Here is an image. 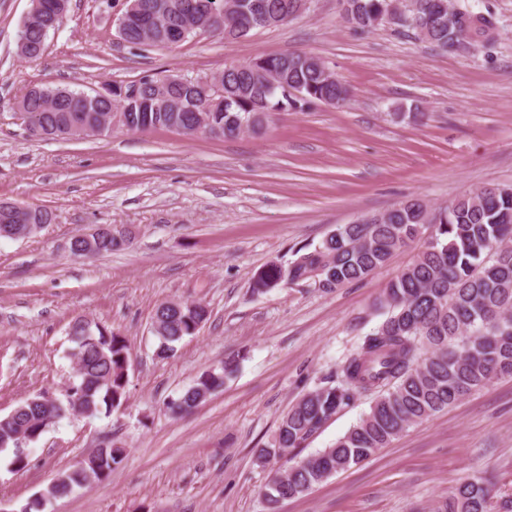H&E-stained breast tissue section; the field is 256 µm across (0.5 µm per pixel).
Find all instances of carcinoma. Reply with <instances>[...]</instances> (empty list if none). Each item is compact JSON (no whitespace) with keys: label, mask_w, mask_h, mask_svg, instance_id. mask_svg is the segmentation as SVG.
<instances>
[{"label":"carcinoma","mask_w":512,"mask_h":512,"mask_svg":"<svg viewBox=\"0 0 512 512\" xmlns=\"http://www.w3.org/2000/svg\"><path fill=\"white\" fill-rule=\"evenodd\" d=\"M70 0H37L23 20L17 53L35 61L42 52L44 20L66 15ZM346 22L355 30L371 31L398 26L396 20H377L387 0H345ZM296 0H241L239 9L227 12L228 0H136L144 13L124 28L121 39L140 45L142 40L159 48L182 43L200 32L227 42L243 38L266 19L277 27L290 21L288 11ZM412 19L408 29L425 30L426 43L439 51L459 52L489 40L492 21L453 0H411L403 13ZM317 57L287 52L256 57L222 71L224 105L208 113L220 137L242 133L243 122L261 112L265 122L274 114L297 109L298 100L284 95V86L302 91L304 105L344 102L349 90L337 78L325 74ZM165 77L147 75L139 80L140 101L129 113L132 132L172 127L193 128L203 112L195 99L197 86L176 84L169 99L181 103L174 110L159 104L152 84ZM23 121L35 138H66L71 130L85 136L111 132L108 100L94 103L84 93L66 86H34L18 101ZM48 209L20 206L11 215L12 225L42 224ZM433 225L413 261L389 283L380 308L384 320L366 336L343 367V383L318 387L299 399L281 418L271 443L256 450L264 465L300 447L331 416L359 394L373 396L369 411L332 446L298 460H286V480L276 475L265 486L273 506L307 494L340 471L371 457L409 427L448 410V407L491 382L512 378V186L484 187L464 194L449 205L427 210L420 200H409L355 224L336 226V233L319 244L303 246L295 259L283 266L270 262L253 277V291L264 293L283 284L317 281L326 289L357 282L384 265L392 254L420 240L416 228ZM130 238L112 226L100 235L90 256L110 254L126 246ZM202 301H167L159 304L152 329L159 339L157 356L164 359L175 345L194 336L207 320ZM69 340L78 356L75 392L83 415L95 417L120 408L127 400L130 348L111 328L74 318ZM238 367L234 358L224 366L203 373L181 396L166 404L174 417L189 413L201 397L222 388ZM68 412V404L46 393L24 400L0 416V450L11 451V466L22 470L29 463L26 448L16 447L23 438L33 442ZM124 459V449L104 445L77 465L55 475L45 493L55 498L112 475ZM493 482L486 477L467 478L448 497L437 502L434 512H489Z\"/></svg>","instance_id":"cac0c4a2"}]
</instances>
